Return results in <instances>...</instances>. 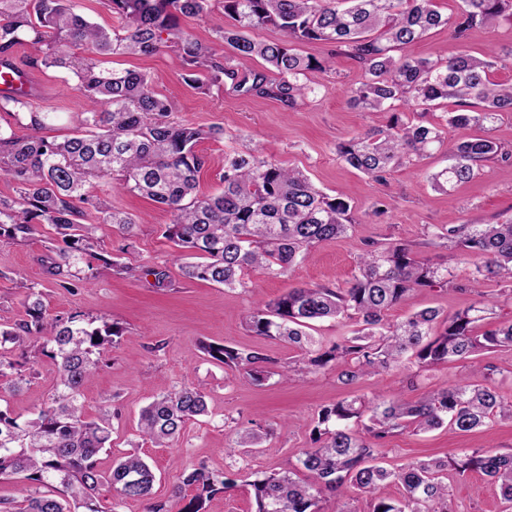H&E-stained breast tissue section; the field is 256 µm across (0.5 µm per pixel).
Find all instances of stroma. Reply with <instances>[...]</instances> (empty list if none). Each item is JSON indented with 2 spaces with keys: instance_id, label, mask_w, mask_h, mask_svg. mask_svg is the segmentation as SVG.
<instances>
[{
  "instance_id": "obj_1",
  "label": "stroma",
  "mask_w": 512,
  "mask_h": 512,
  "mask_svg": "<svg viewBox=\"0 0 512 512\" xmlns=\"http://www.w3.org/2000/svg\"><path fill=\"white\" fill-rule=\"evenodd\" d=\"M224 23L222 0H211L207 16L182 21L187 31L209 44L217 55L228 57L232 54L230 47L217 37ZM492 47L503 61L492 70L491 80L512 83V22L507 20L492 28H474L463 40L453 37L448 29H436L403 46L398 54L445 60L462 54L479 57ZM296 49L319 60L333 59L335 69L309 72L306 82L312 86V93L297 98L292 105L269 97L242 95L227 86L198 90L185 81L180 63L166 51L108 60L114 68L148 73L154 90L173 105L175 119L203 129L223 128V139H204L198 144L199 151L208 158L200 175V194L221 191L224 153L234 147L256 151L283 167L303 170L329 196L349 195L352 228L348 236L310 248L306 260L288 275L269 279L253 274L255 286L246 292L186 280L180 272V253L161 235L162 226L172 219L170 212L120 191L112 194L113 206L135 216L138 224L130 237L118 225H100L97 235L101 253L138 267L166 268L169 287H155L153 277L147 275L129 278L98 264L94 278L63 288L47 275L42 264L46 255L61 246L51 227L42 226L38 234L24 242L0 238V324L25 318L24 300L32 287L42 292L51 315L103 314L122 327L123 334L115 347L105 354L103 365L83 387L84 411L90 416L105 407L113 412L114 447L103 454L102 470L111 468L115 456L137 450L156 475L154 498L165 503L168 512H178L180 507L172 491L180 484L183 472L199 465L235 481L233 489L210 499L207 512H255L253 481L295 467L301 451L311 445L313 419L323 407L376 393L396 392L405 400L416 401L426 390L449 386L464 376L462 363L450 362L422 372L414 388L407 387L395 371L345 386L332 370L294 373L285 381L275 376L258 387L202 352L201 343L214 342L243 349L260 346L281 362L299 358V351L284 343L251 333L245 323L248 312L294 287L346 286L364 242L416 245L421 256L451 268L455 275V283L448 289L420 288L407 294L388 311L387 321H400L428 307L452 314L480 301L493 304L496 320L512 319V302L503 295L504 284L471 287L467 266L456 263L451 250L427 243L429 233L452 225L496 224L512 218V112L502 113L488 128H472L475 136L490 132L509 156L487 162L480 174L460 185L454 195L435 190L430 182L431 175L448 164L443 148L432 150L416 164L399 165L383 180L375 181L342 161L337 145L369 129L385 127L394 115L405 124L440 122L443 113L453 110V102H445L431 112L412 107L397 108L392 114L362 111L347 102L350 87L363 78L356 60L334 54L332 45L322 42H300ZM40 56V45L29 42L18 45L13 52L14 60L29 70L39 86L34 107L58 115L57 121L45 129V137L59 140L78 127L86 101L72 90L66 75L38 66ZM34 369L22 391L0 389V398L22 422L34 417L37 406L56 386V367L50 358L38 356ZM184 384L205 387L208 416L189 422L170 447L156 448L142 441L138 434L141 409L161 389ZM251 421L264 430L261 447L248 455L227 451L230 427H244ZM460 448L512 452V420L498 419L470 433L447 427L420 435L406 432L385 445L382 463L396 468L411 461L443 459ZM447 483L452 512H505L507 508L496 485L481 473L462 477L451 474Z\"/></svg>"
}]
</instances>
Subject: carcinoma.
Listing matches in <instances>:
<instances>
[{
  "label": "carcinoma",
  "mask_w": 512,
  "mask_h": 512,
  "mask_svg": "<svg viewBox=\"0 0 512 512\" xmlns=\"http://www.w3.org/2000/svg\"><path fill=\"white\" fill-rule=\"evenodd\" d=\"M455 15L444 16L435 0H224L231 23L219 38L239 60L236 67L216 57L213 49L186 32L180 17H201L210 0H108L119 26L90 22L82 0H0V60L12 57L16 46L32 41L44 46L40 66L73 78L86 100L80 126L61 141H49L40 131L52 119L32 110L24 96L0 94V111L25 108L17 123L29 133L19 136L0 127V175L14 184L15 195H0V237L23 242L51 225L64 246L48 257L46 273L68 288L87 279L85 268L102 259L97 225L116 224L132 233L130 214L92 194L102 180L116 182L126 193L165 206L171 223L163 236L183 253V275L222 286L247 290L249 272L278 278L306 258L310 247L338 239L350 229L348 197H330L298 169H285L254 153L224 152V188L215 196L198 194V179L208 164L198 143L220 133L182 123L172 106L152 89L147 74L101 66L100 57L144 55L172 49L186 69L187 80L202 84L230 82L239 93L277 98L290 105L306 93L307 72L327 69L330 61L304 57L296 42L333 43L364 70L362 81L349 91V103L371 112H386L395 103L415 104L429 112L448 98L457 109L443 122L401 124L393 118L384 129H373L342 142L339 156L352 168L384 179L405 158H421L444 145L454 133L448 167L431 176L435 188L451 192L475 178L484 163L501 153L491 137L467 134L473 126L492 123L501 112H512V84L490 81L498 56L460 55L448 60L395 58L393 48L414 43L438 28L458 39L475 27L512 21V0H462ZM272 26L282 38L257 42L249 32ZM261 58L278 78L271 80L246 64ZM446 241L455 260L471 266L472 286L496 279L512 280V220L502 224H459L434 234ZM104 260V259H102ZM118 274L154 277L155 286H169L166 269L137 270L118 260H104ZM454 273L431 264L414 245L367 242L353 279L346 287L325 284L292 288L261 303L246 317L250 332L275 338L301 352L302 369H334L344 385L362 377L395 370L414 384L412 367L427 370L451 360L472 361L496 349H512V321L480 329L487 305H473L440 317L435 308L389 323L385 313L416 288L446 289ZM27 318L0 325V380L13 390L26 382L21 354H40L56 365L57 385L50 401L36 416L20 423L0 408V477L21 475L33 486L22 501L0 499V512H115L116 501L144 503V512H168L154 501L155 474L136 454L113 460L105 473L101 453L112 449V412L95 418L83 412L82 388L98 369L103 353L122 336V328L106 316L68 317L47 312L42 293L29 289L24 301ZM324 319L353 321L351 334L329 344L311 335ZM212 360L263 385L278 362L261 348L239 349L204 344ZM475 379L424 393L409 403L396 398H355L321 409L311 431L313 446L297 458L309 483L291 472H273L253 481L256 512H320L325 492L341 496L349 487L365 494L368 512H450L443 471L463 476L480 471L512 503V453L464 448L446 461L408 462L398 469L377 463L381 448L404 432L421 433L447 425L468 433L494 419H512V398L493 380L494 370L474 366ZM206 391L184 385L158 394L140 414L141 432L156 447L177 439L187 423L207 414ZM260 435L248 428L230 433L231 447L253 448ZM395 484L400 496L380 490ZM113 492L106 506L101 487ZM196 490L179 512H206V501L234 487L205 467L186 470L183 488Z\"/></svg>",
  "instance_id": "obj_1"
}]
</instances>
